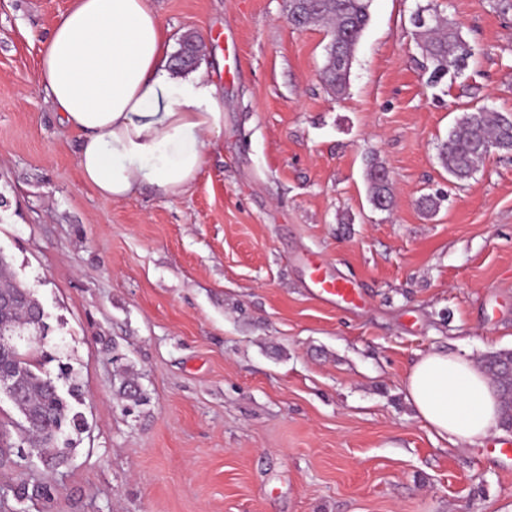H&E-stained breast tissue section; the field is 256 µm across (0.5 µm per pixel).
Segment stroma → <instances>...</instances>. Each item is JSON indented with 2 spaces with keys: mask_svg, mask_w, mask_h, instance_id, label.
<instances>
[{
  "mask_svg": "<svg viewBox=\"0 0 512 512\" xmlns=\"http://www.w3.org/2000/svg\"><path fill=\"white\" fill-rule=\"evenodd\" d=\"M495 3L370 0L339 98L325 27H293L288 0H149L171 38L198 36L224 128L185 193L108 200L36 80L71 0H0V252L88 423L54 471L0 462V512H512V454L432 434L404 388L420 354L512 350V152L462 184L437 159L468 107L512 114V11ZM428 4L472 52L434 86L410 23ZM310 256L360 304L319 298ZM116 352L148 397L132 412ZM46 476L51 505L14 497ZM386 169L374 160L370 162L368 172V191L370 202L379 210H388L392 202L390 180ZM388 177V178H387Z\"/></svg>",
  "mask_w": 512,
  "mask_h": 512,
  "instance_id": "stroma-1",
  "label": "stroma"
}]
</instances>
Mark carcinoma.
<instances>
[{
    "instance_id": "obj_1",
    "label": "carcinoma",
    "mask_w": 512,
    "mask_h": 512,
    "mask_svg": "<svg viewBox=\"0 0 512 512\" xmlns=\"http://www.w3.org/2000/svg\"><path fill=\"white\" fill-rule=\"evenodd\" d=\"M425 13L429 22L415 26L427 84L434 86L446 76H456L465 69L471 48L464 40L460 26L427 6L415 14ZM370 20L369 0H289L288 21L297 27L311 22L328 25L330 37L321 70L325 87L334 95L346 93L356 46ZM200 45L197 36L187 32L180 37L179 49L172 56L175 69L188 72L200 63ZM494 151H512V115L475 106L465 113L448 139L438 148L441 167L456 182L469 180L478 165ZM370 202L379 210L391 206L390 180L385 168L370 162L368 172ZM41 304L34 291L20 281L12 270L9 258L0 254V331L16 337L7 345L0 342V373L18 375L19 396L13 406L19 413H28L32 422L21 429L19 443L11 442L10 433L0 422V451L18 448V453L35 457L42 465L54 470L63 464L67 451L73 447L71 434L87 429L81 412V390L65 363L52 375L45 364L52 361L43 350L40 333L46 330L40 316ZM512 351L491 353L482 360L483 368L497 389L501 402V425L512 430V373L509 363ZM117 393L137 407L146 404L147 397L127 368L117 378ZM18 499L48 502L53 489L47 481L23 482L14 489Z\"/></svg>"
}]
</instances>
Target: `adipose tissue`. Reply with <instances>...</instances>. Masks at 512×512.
<instances>
[{"label":"adipose tissue","mask_w":512,"mask_h":512,"mask_svg":"<svg viewBox=\"0 0 512 512\" xmlns=\"http://www.w3.org/2000/svg\"><path fill=\"white\" fill-rule=\"evenodd\" d=\"M170 52L148 0H72L43 45L38 84L80 132L82 177L106 199L145 183L184 193L204 165V135L224 125L215 85L178 76ZM405 389L419 419L451 444L480 446L499 431L497 392L470 359L420 355Z\"/></svg>","instance_id":"ef3b65f1"}]
</instances>
